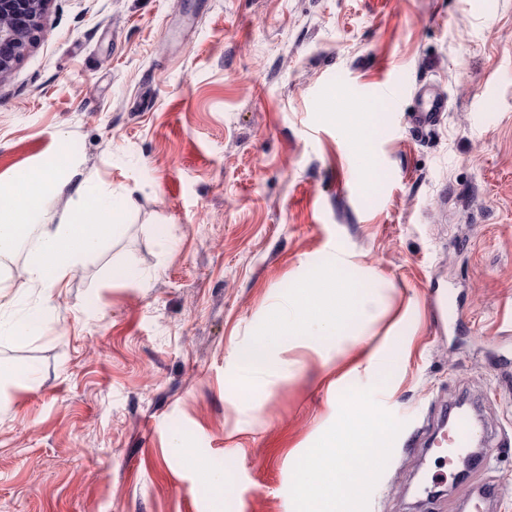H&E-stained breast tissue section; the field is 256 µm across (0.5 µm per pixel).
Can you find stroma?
<instances>
[{"label":"stroma","instance_id":"35a3bbf8","mask_svg":"<svg viewBox=\"0 0 512 512\" xmlns=\"http://www.w3.org/2000/svg\"><path fill=\"white\" fill-rule=\"evenodd\" d=\"M393 74L358 146L355 102ZM424 87L448 110L422 133ZM63 150L134 206L37 336L0 339V370L36 371L0 398V512H298L354 394L387 428L354 512H512V0H54L0 79V177ZM336 258L375 319L246 374L238 350ZM26 268L0 259L17 318ZM445 294L463 325L438 333ZM462 397L509 445L460 483L413 441ZM477 483L501 499L464 507Z\"/></svg>","mask_w":512,"mask_h":512}]
</instances>
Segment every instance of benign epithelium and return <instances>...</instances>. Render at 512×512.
<instances>
[{"label":"benign epithelium","mask_w":512,"mask_h":512,"mask_svg":"<svg viewBox=\"0 0 512 512\" xmlns=\"http://www.w3.org/2000/svg\"><path fill=\"white\" fill-rule=\"evenodd\" d=\"M52 0H0V78L27 54L42 32Z\"/></svg>","instance_id":"benign-epithelium-1"}]
</instances>
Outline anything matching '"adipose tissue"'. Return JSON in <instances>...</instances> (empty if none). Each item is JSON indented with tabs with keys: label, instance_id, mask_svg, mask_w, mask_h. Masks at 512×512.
<instances>
[{
	"label": "adipose tissue",
	"instance_id": "1",
	"mask_svg": "<svg viewBox=\"0 0 512 512\" xmlns=\"http://www.w3.org/2000/svg\"><path fill=\"white\" fill-rule=\"evenodd\" d=\"M69 187L74 190L72 205L62 218H55L51 203ZM130 207L126 198L92 189L75 167L64 178L56 165L48 164L25 178L0 181V256L26 247L28 281L44 292L42 305L15 320L9 316L14 301L0 290V335L18 339L36 335L52 289L105 247L116 220ZM376 308L374 294L359 289L335 268H322L295 289L286 307L274 310L268 328L240 349L238 357L247 369L278 371L277 347L285 338L307 335L308 320L338 334L351 323H369ZM383 430V423L362 403L350 406L346 430L323 435V451L315 466L299 468L297 499L302 512H348L363 487L360 461L364 453L376 452Z\"/></svg>",
	"mask_w": 512,
	"mask_h": 512
}]
</instances>
